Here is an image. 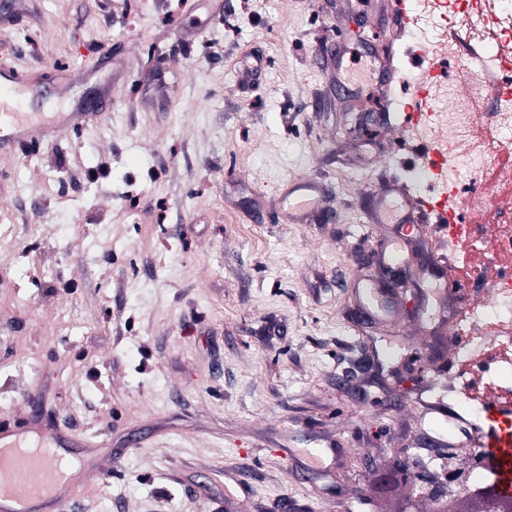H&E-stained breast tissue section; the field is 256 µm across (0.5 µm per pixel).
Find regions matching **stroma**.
Instances as JSON below:
<instances>
[{
  "mask_svg": "<svg viewBox=\"0 0 512 512\" xmlns=\"http://www.w3.org/2000/svg\"><path fill=\"white\" fill-rule=\"evenodd\" d=\"M393 27L387 0H0L27 112L92 114L0 152V426L107 470L69 512H428L475 491L432 432L457 306L431 294V227L402 247L395 318L358 311L400 239L375 201L414 168L381 105L384 73L408 74L376 36ZM125 43L120 73L100 64ZM58 70L85 80L61 93ZM301 176L325 193L295 223Z\"/></svg>",
  "mask_w": 512,
  "mask_h": 512,
  "instance_id": "stroma-1",
  "label": "stroma"
}]
</instances>
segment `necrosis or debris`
<instances>
[{"mask_svg": "<svg viewBox=\"0 0 512 512\" xmlns=\"http://www.w3.org/2000/svg\"><path fill=\"white\" fill-rule=\"evenodd\" d=\"M407 41L432 53L438 69L425 83L428 107L412 136L439 141L435 175L424 188L441 192L455 184L457 228L472 248H492L512 256V154L498 138L512 129V0H411ZM463 27L462 43L448 31ZM480 56L481 81L470 77V62ZM489 214L496 233L485 242L475 210ZM457 336L456 359L467 373L459 381L458 404L471 418L500 399L512 397V272L499 273L480 286Z\"/></svg>", "mask_w": 512, "mask_h": 512, "instance_id": "4bbe7bcc", "label": "necrosis or debris"}]
</instances>
